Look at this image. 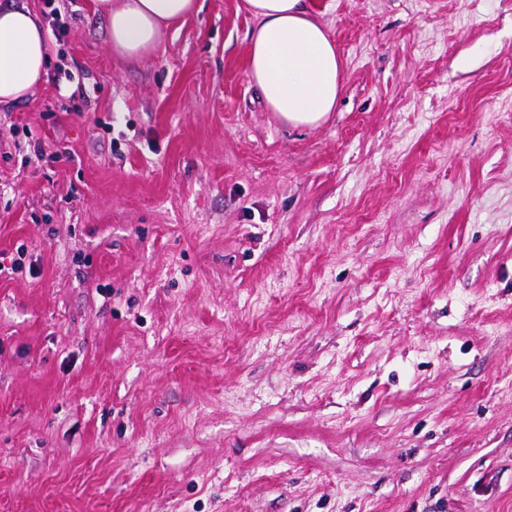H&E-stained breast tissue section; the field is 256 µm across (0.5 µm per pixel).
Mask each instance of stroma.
I'll list each match as a JSON object with an SVG mask.
<instances>
[{
    "instance_id": "1",
    "label": "stroma",
    "mask_w": 512,
    "mask_h": 512,
    "mask_svg": "<svg viewBox=\"0 0 512 512\" xmlns=\"http://www.w3.org/2000/svg\"><path fill=\"white\" fill-rule=\"evenodd\" d=\"M201 2L131 64L58 0L0 108V512H512V0H310L312 129Z\"/></svg>"
}]
</instances>
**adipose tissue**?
<instances>
[{
  "label": "adipose tissue",
  "instance_id": "adipose-tissue-1",
  "mask_svg": "<svg viewBox=\"0 0 512 512\" xmlns=\"http://www.w3.org/2000/svg\"><path fill=\"white\" fill-rule=\"evenodd\" d=\"M256 20L247 69L268 111L286 125L315 128L335 111L344 73L336 45L309 0H242ZM199 0H96L114 54L129 61L154 53L170 27L200 11ZM46 34L22 0L0 8V106L26 98L43 80Z\"/></svg>",
  "mask_w": 512,
  "mask_h": 512
}]
</instances>
